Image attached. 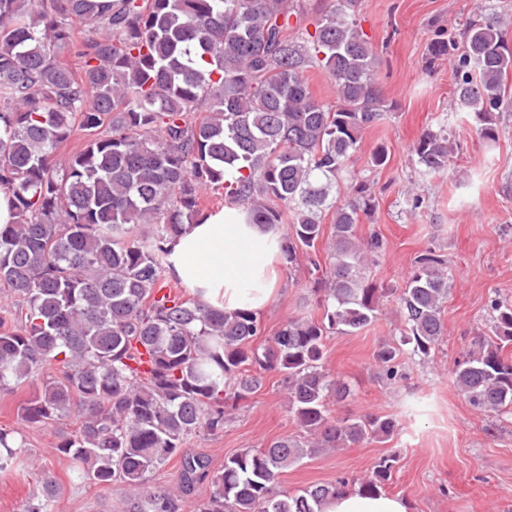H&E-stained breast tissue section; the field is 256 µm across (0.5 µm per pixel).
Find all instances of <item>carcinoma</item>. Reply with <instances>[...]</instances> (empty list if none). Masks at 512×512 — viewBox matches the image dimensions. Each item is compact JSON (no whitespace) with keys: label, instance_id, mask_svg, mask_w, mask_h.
<instances>
[{"label":"carcinoma","instance_id":"obj_1","mask_svg":"<svg viewBox=\"0 0 512 512\" xmlns=\"http://www.w3.org/2000/svg\"><path fill=\"white\" fill-rule=\"evenodd\" d=\"M331 2L313 31L295 37L291 0H0V188L16 217L0 225V285L25 302L14 329L0 332V391L35 384L22 407L31 425L74 414L78 427L57 452L93 485L123 483L126 512H179L176 492L152 487L178 454L181 490L213 488L195 512H321L346 480L290 495L274 491L282 469L400 430L393 416L332 415L330 402L351 389L326 371V339L363 330L394 297L402 327L374 361L399 381L403 354L424 362L445 336L447 260L429 248L401 287L378 284L366 272L387 240L374 228L356 234L376 197L352 178L348 200L329 199L365 131L391 111L373 47L350 16L354 0ZM77 23L105 33L77 41ZM507 35L501 18L485 17L462 41L429 49L432 60L458 59L456 95L488 144L498 137L495 113L509 105ZM66 48L81 59L79 77L60 59ZM312 65L334 81L337 104L313 95ZM78 131L82 147L58 164L55 152ZM453 150L443 128L413 145L428 175L444 173ZM219 190L248 223L287 225L283 263L291 270L307 259L321 316L290 317L257 346L265 333L257 313L168 291V244L207 216L200 199ZM509 346L512 303L495 300L490 337L453 372L471 406L512 409ZM266 372L282 377L299 436L229 457L218 470L180 454L188 439L223 431ZM16 434L0 428V470L23 453ZM396 462L379 458L359 490L382 493ZM61 491L43 479L27 512H52Z\"/></svg>","mask_w":512,"mask_h":512}]
</instances>
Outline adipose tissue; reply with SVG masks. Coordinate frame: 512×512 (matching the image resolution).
<instances>
[{
  "mask_svg": "<svg viewBox=\"0 0 512 512\" xmlns=\"http://www.w3.org/2000/svg\"><path fill=\"white\" fill-rule=\"evenodd\" d=\"M281 237L280 228L245 223L237 208L224 207L170 243L169 275L205 306L263 311L276 292ZM321 512H409V503L345 488L327 498Z\"/></svg>",
  "mask_w": 512,
  "mask_h": 512,
  "instance_id": "ef3b65f1",
  "label": "adipose tissue"
}]
</instances>
